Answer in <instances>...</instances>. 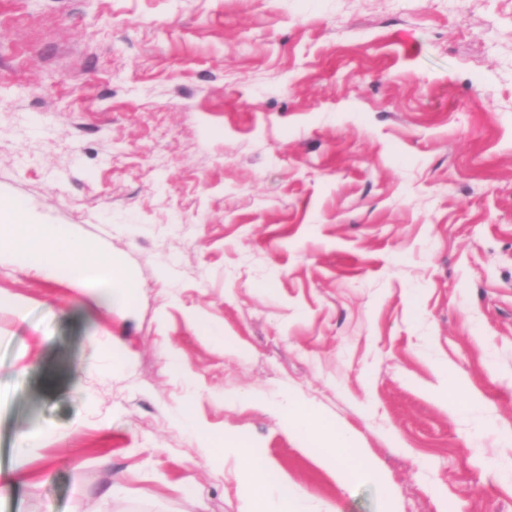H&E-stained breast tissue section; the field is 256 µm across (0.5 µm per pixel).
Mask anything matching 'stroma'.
<instances>
[{
	"mask_svg": "<svg viewBox=\"0 0 512 512\" xmlns=\"http://www.w3.org/2000/svg\"><path fill=\"white\" fill-rule=\"evenodd\" d=\"M1 200L138 290L0 250V512H512V0H0ZM281 414L289 431L317 444L325 464L347 477L360 475L375 484L383 485L390 492L384 475L361 454L357 455L353 451L352 438L346 431L330 428L313 411L296 404L289 403L281 409ZM236 459L243 475L244 488L254 504L252 512L264 511L263 503L272 489L280 502L279 512H311L303 491L290 483L287 475L280 473L274 481L269 479L274 468L266 459L241 450L237 451Z\"/></svg>",
	"mask_w": 512,
	"mask_h": 512,
	"instance_id": "1",
	"label": "stroma"
}]
</instances>
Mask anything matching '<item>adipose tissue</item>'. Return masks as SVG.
<instances>
[{"label": "adipose tissue", "mask_w": 512, "mask_h": 512, "mask_svg": "<svg viewBox=\"0 0 512 512\" xmlns=\"http://www.w3.org/2000/svg\"><path fill=\"white\" fill-rule=\"evenodd\" d=\"M0 246L33 258L36 267L52 273H65L76 286L88 289L93 303L127 308L137 288L126 276L112 280L115 261L100 257L92 245L71 234L62 225L40 224L33 217L17 219L10 204L0 202ZM287 429L317 444L325 464L344 476H360L381 485L384 475L352 449V438L344 430L324 424L313 411L291 404L281 410ZM236 459L243 475L244 488L254 504L253 512H263L268 494H276L280 512H309L300 487L287 475L272 477V465L250 452L237 451Z\"/></svg>", "instance_id": "adipose-tissue-1"}]
</instances>
